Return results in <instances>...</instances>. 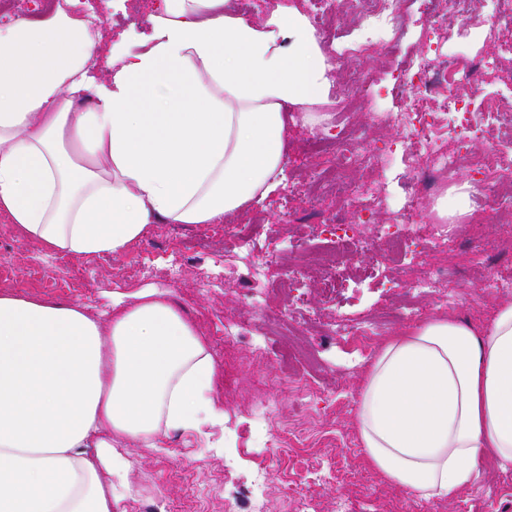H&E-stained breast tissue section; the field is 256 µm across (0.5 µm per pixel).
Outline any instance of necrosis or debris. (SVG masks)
<instances>
[{"label":"necrosis or debris","instance_id":"obj_1","mask_svg":"<svg viewBox=\"0 0 512 512\" xmlns=\"http://www.w3.org/2000/svg\"><path fill=\"white\" fill-rule=\"evenodd\" d=\"M356 25L348 39L332 49L334 57H354L376 42L392 44L403 33L409 0H352ZM420 35L427 50L406 56L399 88L403 105L395 112L374 113V121L395 127L398 141L379 150H363L360 138L345 119H337L336 132L314 139V151L326 155L329 168L314 172L316 185L334 190L336 216L332 223L317 225L326 240L352 244L371 252L383 244L396 254L411 276L397 283L388 270L373 264L369 275L357 280L360 288L393 289L404 286L425 295L439 292L448 281L445 265L433 262L444 244V229L422 221L421 215L445 182L458 174L470 181L471 203L477 215L502 214L512 218V199L499 197L497 184L512 177V147L494 148L482 154L469 150L471 142L485 138L489 126L512 138V113L498 111L487 91L486 77L506 62H512V0H485L491 51L477 56L448 54L446 46L463 22L475 21L473 0H418ZM361 165L379 171V180L355 184L346 171ZM389 208L385 223L374 224V206ZM382 324H361L337 315L331 330L337 344L349 353H364Z\"/></svg>","mask_w":512,"mask_h":512}]
</instances>
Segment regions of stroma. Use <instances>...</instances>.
I'll list each match as a JSON object with an SVG mask.
<instances>
[{
  "instance_id": "1",
  "label": "stroma",
  "mask_w": 512,
  "mask_h": 512,
  "mask_svg": "<svg viewBox=\"0 0 512 512\" xmlns=\"http://www.w3.org/2000/svg\"><path fill=\"white\" fill-rule=\"evenodd\" d=\"M161 5L162 0H78L76 10L100 16L104 39L112 42L124 31L146 32L149 14ZM422 50L420 29L409 19L392 51L333 65L328 101L314 108L318 122L304 120L301 108L289 110L287 179L312 173L317 160L306 149L308 140L334 131L331 116L347 104L341 69L366 82V106L353 117L364 147L391 142L396 136L391 126L374 132L368 123L372 113L399 109L401 99L393 87L398 68L405 56ZM312 212L327 221L335 216L336 206L328 199L289 205L278 191L233 218L234 226L255 233L260 254L279 256L278 264L264 268L252 282L266 294L260 310L235 292L245 263L225 245L220 224H152L124 253L107 259L77 260L62 254L47 258L16 229L0 236V274L9 278L12 290L75 303L94 313L111 311L116 293L132 304L144 289L168 291L219 360L227 356L225 327L236 324L246 331L229 355L239 362V374L231 381L221 371L215 380V392L224 400L223 447H206L192 432H174L165 447L132 449L128 477L133 494L117 504L116 512H253L244 490L259 461L271 473L268 512H296L292 499L301 494L309 500L306 512H512V468L487 466L459 497L423 501L388 485L366 465L354 426L364 366L328 331L340 313L359 320L368 315L386 320L384 336L409 326L411 320L382 288L348 290L337 299L326 295L322 274L313 269L311 258L331 244L313 231L308 219ZM510 236L512 223L474 228L459 224L440 252L448 264L447 301L421 298L418 306L486 324L496 304L512 302V291L490 292L479 305H472L468 291L477 271L467 264L459 244L467 240L481 245ZM291 239L300 249L288 255L283 248ZM176 261L180 274L173 278L169 269ZM291 269H307L311 275L303 279L301 289H275V282ZM301 304L312 315V323H299ZM257 341L269 357L258 380L248 371ZM262 400L274 401L275 409L259 421L253 407Z\"/></svg>"
}]
</instances>
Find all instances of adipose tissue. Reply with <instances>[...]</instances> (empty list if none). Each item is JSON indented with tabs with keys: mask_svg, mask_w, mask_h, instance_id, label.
<instances>
[{
	"mask_svg": "<svg viewBox=\"0 0 512 512\" xmlns=\"http://www.w3.org/2000/svg\"><path fill=\"white\" fill-rule=\"evenodd\" d=\"M146 33L50 5L0 26V213L45 255L112 257L150 224H220L280 185L288 107L326 101L330 64L299 11L254 23L227 0H164ZM108 317L0 292V512H112L122 449L224 424L217 362L149 289ZM367 465L421 500L512 466V302L488 324L432 315L365 368Z\"/></svg>",
	"mask_w": 512,
	"mask_h": 512,
	"instance_id": "obj_1",
	"label": "adipose tissue"
}]
</instances>
